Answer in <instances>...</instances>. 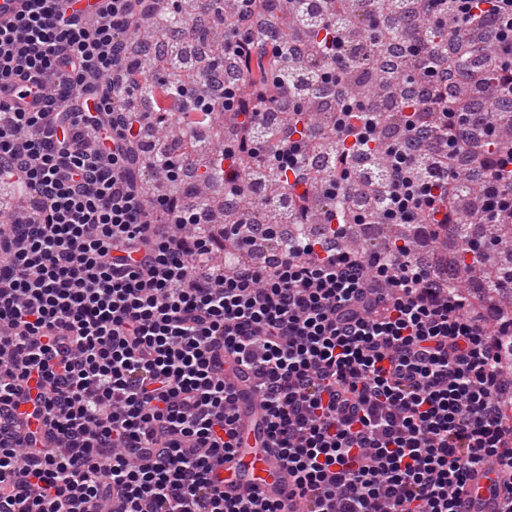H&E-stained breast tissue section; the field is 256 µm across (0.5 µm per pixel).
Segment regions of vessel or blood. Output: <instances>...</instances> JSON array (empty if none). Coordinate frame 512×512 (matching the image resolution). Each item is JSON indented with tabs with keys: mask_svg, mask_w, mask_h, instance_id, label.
<instances>
[{
	"mask_svg": "<svg viewBox=\"0 0 512 512\" xmlns=\"http://www.w3.org/2000/svg\"><path fill=\"white\" fill-rule=\"evenodd\" d=\"M240 397L242 446L224 467V492L230 497L254 495L262 500L285 498L288 475L278 454L269 448L262 423L261 398L252 379H235ZM502 479L494 467L474 474L461 495V512H499Z\"/></svg>",
	"mask_w": 512,
	"mask_h": 512,
	"instance_id": "obj_1",
	"label": "vessel or blood"
}]
</instances>
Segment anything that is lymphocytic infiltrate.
Segmentation results:
<instances>
[{
  "label": "lymphocytic infiltrate",
  "instance_id": "obj_1",
  "mask_svg": "<svg viewBox=\"0 0 512 512\" xmlns=\"http://www.w3.org/2000/svg\"><path fill=\"white\" fill-rule=\"evenodd\" d=\"M159 0H105L89 19L61 0H25L0 24V91L34 80L39 108L0 98V512H458L467 478L504 473L512 512V313L475 311L469 297L411 252L345 248L352 225L420 224L451 234L452 199L468 173L489 232L512 224V145L492 110L512 109V0H420L428 17L481 27L494 56L479 68L468 113L453 48L410 41L423 60L398 110L399 138L377 139L371 109L339 69L308 81L335 87L330 165L320 166L297 86L275 100L284 129L256 148L261 115L243 84L217 94L218 67L171 86L128 47ZM343 28L307 46L235 41L257 85L266 59L342 58ZM147 88L146 124L120 102ZM235 118L222 152L227 196L249 195L257 167L274 170L288 213L308 220L316 192L348 205L323 215L321 237L289 240L250 220L216 228L187 204L194 127ZM163 156L147 191L136 151L144 130ZM384 167L359 175L350 159ZM250 372L267 433L295 498L229 497L217 471L241 444L232 380Z\"/></svg>",
  "mask_w": 512,
  "mask_h": 512
}]
</instances>
